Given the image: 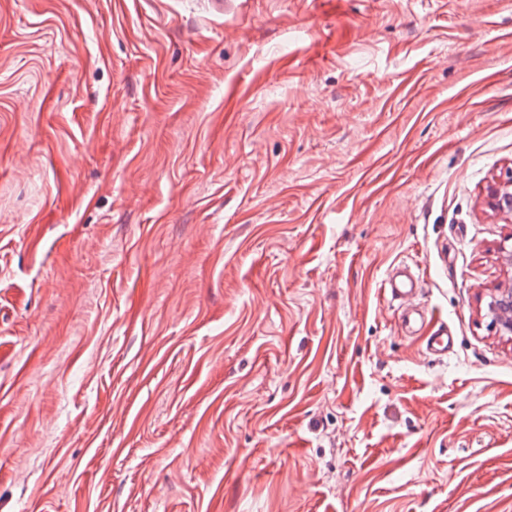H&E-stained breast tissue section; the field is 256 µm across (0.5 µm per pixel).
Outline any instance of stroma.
<instances>
[{
	"label": "stroma",
	"instance_id": "1",
	"mask_svg": "<svg viewBox=\"0 0 512 512\" xmlns=\"http://www.w3.org/2000/svg\"><path fill=\"white\" fill-rule=\"evenodd\" d=\"M511 177L512 0H0V512H512ZM488 205L494 211L512 216V180L491 188ZM418 279L410 272L409 266L404 265L394 274L389 276L381 285V293L383 301L390 307L397 304L402 309L403 321L407 323V327L418 330L423 325L422 314L409 308V304L415 298L419 291ZM419 326L416 328V325ZM486 315L490 318L491 328L499 336H506L512 341V286L511 281L505 286L493 289L491 300L487 305Z\"/></svg>",
	"mask_w": 512,
	"mask_h": 512
}]
</instances>
